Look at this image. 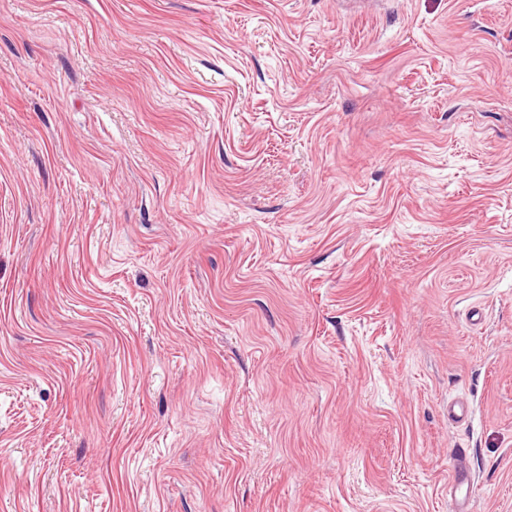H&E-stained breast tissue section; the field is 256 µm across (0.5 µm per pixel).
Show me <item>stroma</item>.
<instances>
[{"mask_svg":"<svg viewBox=\"0 0 512 512\" xmlns=\"http://www.w3.org/2000/svg\"><path fill=\"white\" fill-rule=\"evenodd\" d=\"M463 448L512 512V0H0V512H448Z\"/></svg>","mask_w":512,"mask_h":512,"instance_id":"stroma-1","label":"stroma"}]
</instances>
